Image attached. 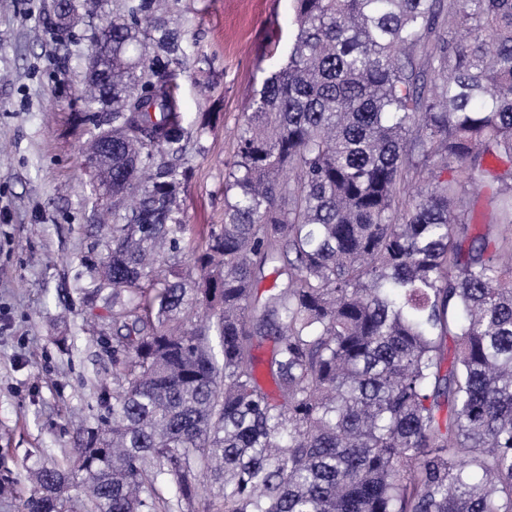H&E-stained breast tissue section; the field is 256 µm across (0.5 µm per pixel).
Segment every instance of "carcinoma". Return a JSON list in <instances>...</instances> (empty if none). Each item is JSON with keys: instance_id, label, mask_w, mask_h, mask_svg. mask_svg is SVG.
I'll use <instances>...</instances> for the list:
<instances>
[{"instance_id": "carcinoma-1", "label": "carcinoma", "mask_w": 512, "mask_h": 512, "mask_svg": "<svg viewBox=\"0 0 512 512\" xmlns=\"http://www.w3.org/2000/svg\"><path fill=\"white\" fill-rule=\"evenodd\" d=\"M113 2L77 5L112 419L24 512H192L204 481L211 512H512V262L466 208L512 224V0H291L194 273L191 44L172 0Z\"/></svg>"}]
</instances>
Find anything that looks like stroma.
Listing matches in <instances>:
<instances>
[{"mask_svg": "<svg viewBox=\"0 0 512 512\" xmlns=\"http://www.w3.org/2000/svg\"><path fill=\"white\" fill-rule=\"evenodd\" d=\"M54 0L0 9V512H23L30 471L84 447L112 405V293L94 292L99 262L90 176L91 124L79 95L83 43L63 48L45 20ZM290 0H175L195 33L177 103L188 132L211 123L183 197L195 225L224 221V163L250 91L282 67Z\"/></svg>", "mask_w": 512, "mask_h": 512, "instance_id": "stroma-1", "label": "stroma"}]
</instances>
